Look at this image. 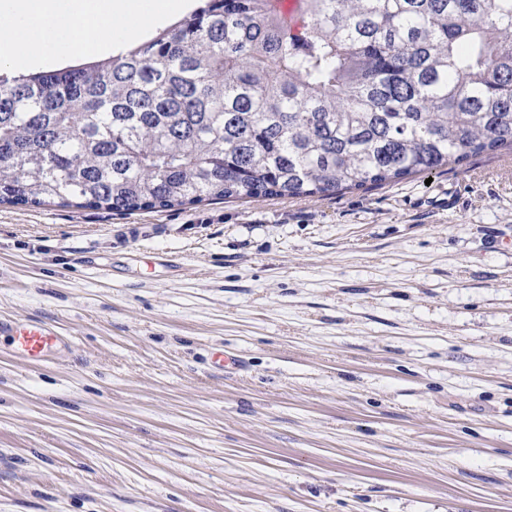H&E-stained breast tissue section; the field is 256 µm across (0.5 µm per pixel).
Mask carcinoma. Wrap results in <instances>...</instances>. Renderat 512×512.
Here are the masks:
<instances>
[{"label": "carcinoma", "instance_id": "carcinoma-1", "mask_svg": "<svg viewBox=\"0 0 512 512\" xmlns=\"http://www.w3.org/2000/svg\"><path fill=\"white\" fill-rule=\"evenodd\" d=\"M512 148V0H206L116 58L0 73V202L330 195Z\"/></svg>", "mask_w": 512, "mask_h": 512}]
</instances>
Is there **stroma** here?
Listing matches in <instances>:
<instances>
[{
    "instance_id": "obj_1",
    "label": "stroma",
    "mask_w": 512,
    "mask_h": 512,
    "mask_svg": "<svg viewBox=\"0 0 512 512\" xmlns=\"http://www.w3.org/2000/svg\"><path fill=\"white\" fill-rule=\"evenodd\" d=\"M0 319L64 338H0V512H512V150L327 196L1 204ZM0 335L10 336L15 356L28 363H43L61 342L58 332L40 322L16 323L0 319Z\"/></svg>"
}]
</instances>
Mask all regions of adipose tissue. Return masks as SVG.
I'll use <instances>...</instances> for the list:
<instances>
[{
  "label": "adipose tissue",
  "mask_w": 512,
  "mask_h": 512,
  "mask_svg": "<svg viewBox=\"0 0 512 512\" xmlns=\"http://www.w3.org/2000/svg\"><path fill=\"white\" fill-rule=\"evenodd\" d=\"M191 0H0V68L123 49L132 36L180 13Z\"/></svg>",
  "instance_id": "obj_1"
}]
</instances>
